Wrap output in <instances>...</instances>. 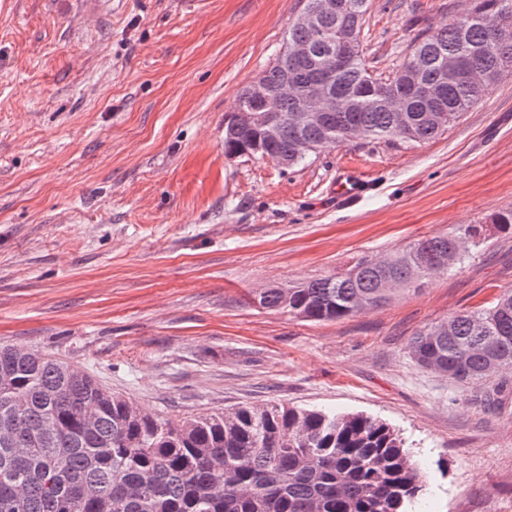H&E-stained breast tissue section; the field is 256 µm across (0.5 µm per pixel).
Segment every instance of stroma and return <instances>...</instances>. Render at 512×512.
<instances>
[{
	"instance_id": "stroma-1",
	"label": "stroma",
	"mask_w": 512,
	"mask_h": 512,
	"mask_svg": "<svg viewBox=\"0 0 512 512\" xmlns=\"http://www.w3.org/2000/svg\"><path fill=\"white\" fill-rule=\"evenodd\" d=\"M470 0H370L389 75ZM303 0H0V345L68 362L177 423L284 404L380 418L426 476L417 512H512V370L473 387L408 342L512 290L490 233L419 292L314 322L264 289L347 272L512 209V73L436 139L292 168L224 153V114ZM362 201L337 203L345 173Z\"/></svg>"
}]
</instances>
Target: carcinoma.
I'll return each instance as SVG.
<instances>
[{"label": "carcinoma", "instance_id": "carcinoma-1", "mask_svg": "<svg viewBox=\"0 0 512 512\" xmlns=\"http://www.w3.org/2000/svg\"><path fill=\"white\" fill-rule=\"evenodd\" d=\"M318 28L291 22L286 51L260 74L271 90L255 105L249 86L224 113V152L293 167L311 154L358 140L427 142L442 135L512 71V0H471L462 15L427 28L386 78L362 52L342 62L322 96L336 111L310 123L304 104L318 75L291 55L333 42H361L369 0H336ZM465 77L442 84L448 60ZM288 71V91L279 90ZM239 112H276L270 140ZM512 234V210L488 224H460L347 273L289 288H267L258 304L309 321H333L418 292L462 263L488 232ZM421 366L477 386L512 370V291L489 307L464 311L414 334ZM423 472L386 422L287 405L206 413L176 425L143 413L72 365L25 348L0 346V512H412Z\"/></svg>", "mask_w": 512, "mask_h": 512}]
</instances>
